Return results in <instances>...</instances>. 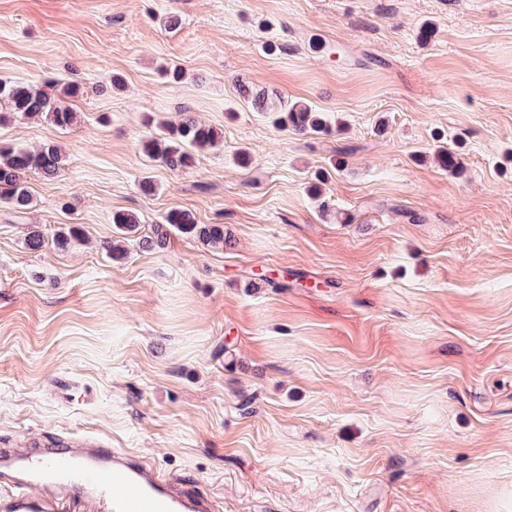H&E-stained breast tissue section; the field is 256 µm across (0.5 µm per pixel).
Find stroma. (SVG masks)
Listing matches in <instances>:
<instances>
[{"label": "stroma", "instance_id": "stroma-1", "mask_svg": "<svg viewBox=\"0 0 512 512\" xmlns=\"http://www.w3.org/2000/svg\"><path fill=\"white\" fill-rule=\"evenodd\" d=\"M48 77L83 84L76 123L0 125L66 154L0 203V448L95 436L214 512H512V0H0V80ZM186 113L223 146L150 163ZM174 209L233 247L109 258L114 212ZM33 225L82 240L32 251ZM251 104L264 114L273 116V122L280 128L293 133L315 134L326 129L324 118L306 102H295L289 109H278L265 94L255 96Z\"/></svg>", "mask_w": 512, "mask_h": 512}]
</instances>
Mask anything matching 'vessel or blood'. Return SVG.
<instances>
[{"mask_svg": "<svg viewBox=\"0 0 512 512\" xmlns=\"http://www.w3.org/2000/svg\"><path fill=\"white\" fill-rule=\"evenodd\" d=\"M11 462L21 478L0 496V512H74L87 497L106 512H213L208 498L188 499L178 478L140 455L90 439L36 444L13 452Z\"/></svg>", "mask_w": 512, "mask_h": 512, "instance_id": "1", "label": "vessel or blood"}]
</instances>
